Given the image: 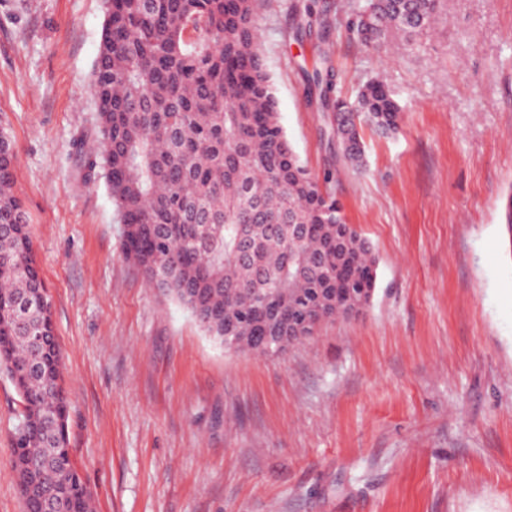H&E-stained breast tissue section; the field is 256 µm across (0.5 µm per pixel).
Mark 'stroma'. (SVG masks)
I'll list each match as a JSON object with an SVG mask.
<instances>
[{
	"label": "stroma",
	"instance_id": "stroma-1",
	"mask_svg": "<svg viewBox=\"0 0 512 512\" xmlns=\"http://www.w3.org/2000/svg\"><path fill=\"white\" fill-rule=\"evenodd\" d=\"M265 0L280 124L378 258L371 305L277 357L227 351L123 251L91 73L104 0H0V131L49 292L69 448L96 512H512V0H441L428 33L380 51L347 24L364 0ZM333 92L382 80L396 134L336 149L305 71ZM84 139L77 151L75 139ZM18 396L0 376V512Z\"/></svg>",
	"mask_w": 512,
	"mask_h": 512
}]
</instances>
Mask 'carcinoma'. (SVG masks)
I'll list each match as a JSON object with an SVG mask.
<instances>
[{"label":"carcinoma","instance_id":"obj_1","mask_svg":"<svg viewBox=\"0 0 512 512\" xmlns=\"http://www.w3.org/2000/svg\"><path fill=\"white\" fill-rule=\"evenodd\" d=\"M263 0H105L92 73L99 150L83 178L103 175L127 257L219 343L273 356L324 322L370 305L377 258L336 197L299 161L280 125L256 23ZM439 0H365L349 29L372 47L428 30ZM321 55L308 74L331 71ZM338 147L363 162L360 129L399 126L393 92L372 79L354 100L320 93ZM15 152L0 158V375L19 397L13 467L26 508L52 484L55 512H91L77 470L33 475L32 460L69 455L61 354L43 369L27 327L54 336L29 225L14 195Z\"/></svg>","mask_w":512,"mask_h":512}]
</instances>
